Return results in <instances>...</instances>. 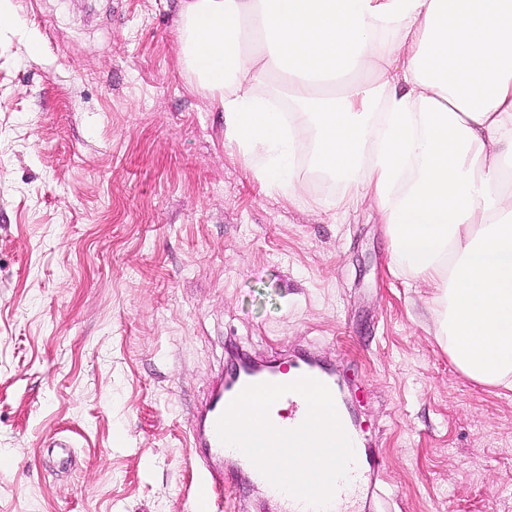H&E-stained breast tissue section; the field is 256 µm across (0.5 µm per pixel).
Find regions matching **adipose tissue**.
I'll use <instances>...</instances> for the list:
<instances>
[{"label":"adipose tissue","mask_w":512,"mask_h":512,"mask_svg":"<svg viewBox=\"0 0 512 512\" xmlns=\"http://www.w3.org/2000/svg\"><path fill=\"white\" fill-rule=\"evenodd\" d=\"M178 33L257 177L301 201L300 155L371 200L451 360L512 388V0H179Z\"/></svg>","instance_id":"ef3b65f1"}]
</instances>
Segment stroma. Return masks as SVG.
I'll return each instance as SVG.
<instances>
[{"label":"stroma","mask_w":512,"mask_h":512,"mask_svg":"<svg viewBox=\"0 0 512 512\" xmlns=\"http://www.w3.org/2000/svg\"><path fill=\"white\" fill-rule=\"evenodd\" d=\"M13 5L0 512H197L189 419L216 371L309 349L385 462L359 512H512V390L439 345L375 204L328 209L339 186L301 161L304 203L255 178L181 62L178 0Z\"/></svg>","instance_id":"obj_1"}]
</instances>
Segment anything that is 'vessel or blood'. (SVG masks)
Masks as SVG:
<instances>
[{"label": "vessel or blood", "instance_id": "vessel-or-blood-1", "mask_svg": "<svg viewBox=\"0 0 512 512\" xmlns=\"http://www.w3.org/2000/svg\"><path fill=\"white\" fill-rule=\"evenodd\" d=\"M315 379L328 388H335L336 379L326 367L319 365L311 356L303 354L283 361L271 370L260 373L231 372L218 375L207 396L194 410L190 428V446L193 462L199 471L198 500L206 512H224V459L232 457L233 469L253 486L265 487L267 492L280 501V512H350L347 501L350 492L364 487L366 481L383 473V460L376 450L363 447L359 437H352L355 459L345 481L339 482L324 510L295 497H284L281 490L268 483L256 466L241 451H228L217 433V423L231 402L250 385L281 384L285 379L300 377ZM275 425L280 429H293L301 425L307 415V405L302 396L288 393L274 404Z\"/></svg>", "mask_w": 512, "mask_h": 512}]
</instances>
